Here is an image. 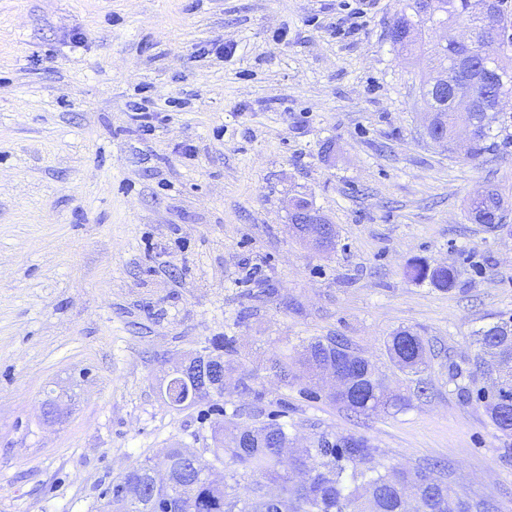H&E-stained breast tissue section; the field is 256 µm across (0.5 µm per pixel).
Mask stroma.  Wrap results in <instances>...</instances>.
Here are the masks:
<instances>
[{
	"label": "stroma",
	"mask_w": 512,
	"mask_h": 512,
	"mask_svg": "<svg viewBox=\"0 0 512 512\" xmlns=\"http://www.w3.org/2000/svg\"><path fill=\"white\" fill-rule=\"evenodd\" d=\"M402 0H0V512H99L113 479L219 419L365 437L441 462L463 499L512 512L504 450L469 375L474 333L512 316V138L480 158L424 133L428 53L392 45ZM168 115L144 128L137 105ZM304 198L337 231L289 229ZM446 265L453 290L407 276ZM416 329L428 366L384 341ZM235 340L245 393L177 411L170 358ZM333 336L407 404L368 416L268 368ZM68 407L50 425L42 405ZM505 202L497 190L486 189L474 194L468 203V213L478 224H487L493 231L508 229L509 224H503L505 217ZM499 213L503 220L497 224L494 217ZM385 348L389 358L407 373H420L426 365L427 344L416 331L403 328L386 338Z\"/></svg>",
	"instance_id": "stroma-1"
}]
</instances>
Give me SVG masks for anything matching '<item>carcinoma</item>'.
<instances>
[{"mask_svg": "<svg viewBox=\"0 0 512 512\" xmlns=\"http://www.w3.org/2000/svg\"><path fill=\"white\" fill-rule=\"evenodd\" d=\"M405 0L395 21L398 38L392 43L408 48L426 45V36L439 31L452 19L475 22L470 0ZM495 59L512 53V38L484 34ZM438 68L452 63L461 52L455 42L440 37L433 42ZM484 101L460 112L452 102L435 111L434 124L440 134L453 142L456 127H473L468 157L475 160L487 152L491 141L507 129L506 121L493 126L488 115L497 90H485ZM468 213L478 224L493 231L509 228L494 217L505 214V202L493 189L474 194ZM408 275L429 281L442 289H452L455 271L451 267L414 265ZM477 351L471 360V374L492 381L491 389L480 392L484 408L496 429L512 436V321H501L475 331ZM389 358L399 369L417 374L426 365L427 344L416 331L403 328L386 338ZM301 378L316 382L332 367L342 384L329 392L333 402L356 414L379 409L400 410L404 398L387 392L378 369L368 358L344 343L326 336L302 345ZM160 393L175 410L202 402L184 378L168 381ZM231 426L219 420L211 425L213 447L209 456L195 454L177 445L157 459L147 458L112 481V507L116 512H493L486 502L473 504L455 496L448 483L435 476L436 464L421 469L386 466L375 461L368 441L361 437L330 438L322 433L299 455H286L291 442L288 427L277 422L235 425L231 444L224 436ZM166 467L168 482L158 483V466ZM213 468L224 471L223 481L206 476ZM256 476L250 493L237 492L239 470Z\"/></svg>", "mask_w": 512, "mask_h": 512, "instance_id": "obj_1", "label": "carcinoma"}]
</instances>
